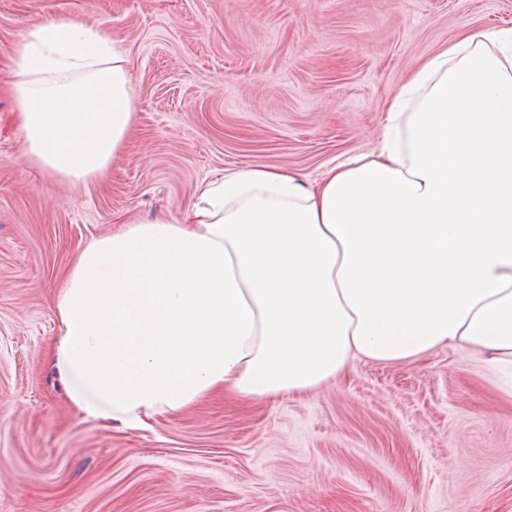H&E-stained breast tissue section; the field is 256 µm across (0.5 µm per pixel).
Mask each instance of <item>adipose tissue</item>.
<instances>
[{
  "instance_id": "obj_1",
  "label": "adipose tissue",
  "mask_w": 512,
  "mask_h": 512,
  "mask_svg": "<svg viewBox=\"0 0 512 512\" xmlns=\"http://www.w3.org/2000/svg\"><path fill=\"white\" fill-rule=\"evenodd\" d=\"M117 39L72 18L10 55L24 163L103 178L135 121ZM377 148L305 182L202 180L178 221L91 241L54 302L50 361L71 404L145 428L215 391H311L357 357L461 346L512 366V31H474L388 101Z\"/></svg>"
}]
</instances>
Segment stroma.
I'll return each instance as SVG.
<instances>
[{"mask_svg": "<svg viewBox=\"0 0 512 512\" xmlns=\"http://www.w3.org/2000/svg\"><path fill=\"white\" fill-rule=\"evenodd\" d=\"M60 15L127 51L136 120L103 184L21 163L10 52ZM511 29L512 0H0V512H512V377L474 350L142 429L76 411L48 357L63 276L117 219H179L228 169L321 178L420 63Z\"/></svg>", "mask_w": 512, "mask_h": 512, "instance_id": "stroma-1", "label": "stroma"}]
</instances>
